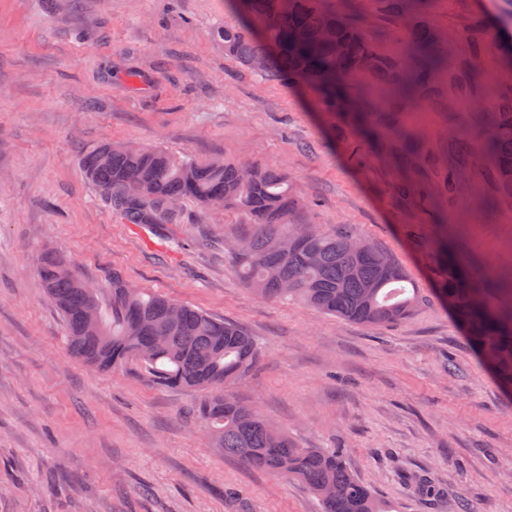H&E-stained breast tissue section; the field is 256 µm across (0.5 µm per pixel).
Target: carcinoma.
I'll return each mask as SVG.
<instances>
[{
	"label": "carcinoma",
	"instance_id": "cac0c4a2",
	"mask_svg": "<svg viewBox=\"0 0 512 512\" xmlns=\"http://www.w3.org/2000/svg\"><path fill=\"white\" fill-rule=\"evenodd\" d=\"M244 24L224 26L215 37L224 54L266 79L322 92L325 112L341 110L354 83L371 75L384 84L388 100L417 101L448 68V54L436 33L412 30L398 60L382 55L360 27L318 7L317 0H229ZM428 0H392L401 17L421 13ZM479 19L469 30L471 53L465 80H480L472 65L488 45ZM362 137L394 143L409 161L416 135L403 124L379 128L371 112L353 113ZM483 157L475 161L500 196L512 199V91L495 99L480 118ZM85 179L126 224H145L163 235L179 223L181 209L169 203L193 200L203 207L241 209L252 218L246 248L232 252L238 271L256 295L281 303L302 302L337 318L368 326L405 318L426 301L413 277L393 256L362 241L356 250L348 232L310 230L292 223L299 201L288 178L270 167L249 166L189 154L120 143L94 146L83 154ZM450 178L437 187L398 189L415 207L434 217L447 201ZM411 247L427 257L435 296L450 303L467 339L512 389V279L501 287L466 263L452 224L403 228ZM43 288L61 311L70 351L102 370L134 364L151 384L199 392L198 415L212 447L275 476L302 482L319 500L321 512H393V507L355 476L334 450L303 448L269 423L228 387L255 365L259 349L235 324L215 319L147 289L133 288L112 273L107 288H89L65 259L47 249L38 263Z\"/></svg>",
	"mask_w": 512,
	"mask_h": 512
}]
</instances>
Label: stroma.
<instances>
[{"mask_svg":"<svg viewBox=\"0 0 512 512\" xmlns=\"http://www.w3.org/2000/svg\"><path fill=\"white\" fill-rule=\"evenodd\" d=\"M319 5L399 55L408 29L387 0ZM478 18L501 38L512 0H429L414 17L448 44L429 96L387 105L373 77L360 86L380 116L413 121L425 147L414 180L455 172L448 221L481 269L506 274L512 203L486 206L490 177L450 149L512 84L491 48L484 82L460 94ZM238 21L228 0H0V512H320L301 482L207 447L196 392L75 358L35 265L47 248L100 287L116 271L242 327L260 356L234 392L302 447L339 451L396 512H512V395L431 297L426 260L402 237L427 218L395 192L391 150L353 161L354 128L312 92L226 57L213 32ZM107 142L274 167L300 199L294 223L386 250L431 300L380 327L265 300L225 250L249 216L188 201L167 235L122 223L80 167Z\"/></svg>","mask_w":512,"mask_h":512,"instance_id":"stroma-1","label":"stroma"}]
</instances>
